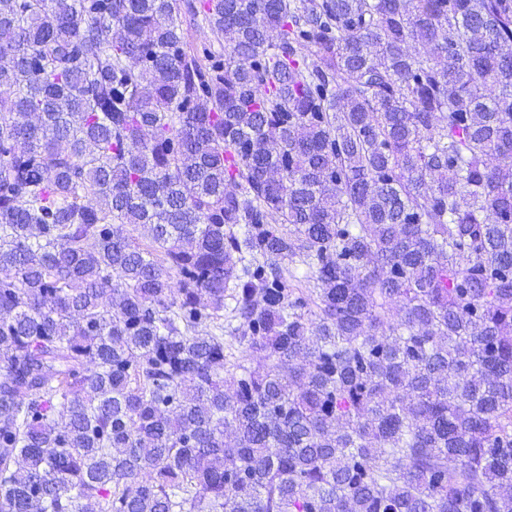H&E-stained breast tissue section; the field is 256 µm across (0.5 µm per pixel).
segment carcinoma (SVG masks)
Segmentation results:
<instances>
[{
	"mask_svg": "<svg viewBox=\"0 0 512 512\" xmlns=\"http://www.w3.org/2000/svg\"><path fill=\"white\" fill-rule=\"evenodd\" d=\"M194 16L0 0V512H512V0Z\"/></svg>",
	"mask_w": 512,
	"mask_h": 512,
	"instance_id": "cac0c4a2",
	"label": "carcinoma"
}]
</instances>
